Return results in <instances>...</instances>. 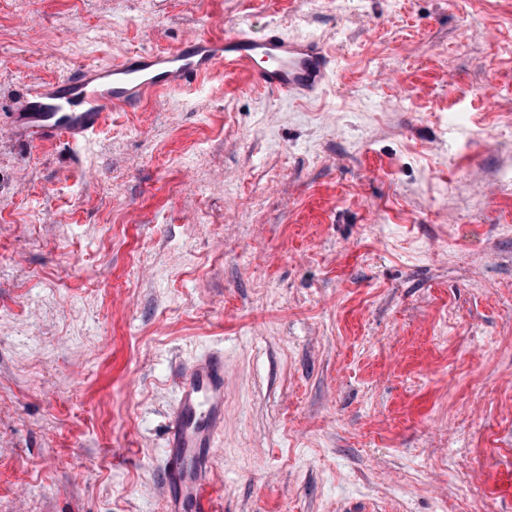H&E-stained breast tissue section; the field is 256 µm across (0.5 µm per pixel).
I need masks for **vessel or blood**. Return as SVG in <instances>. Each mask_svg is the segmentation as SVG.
Listing matches in <instances>:
<instances>
[{"instance_id":"vessel-or-blood-1","label":"vessel or blood","mask_w":512,"mask_h":512,"mask_svg":"<svg viewBox=\"0 0 512 512\" xmlns=\"http://www.w3.org/2000/svg\"><path fill=\"white\" fill-rule=\"evenodd\" d=\"M222 66L268 92L295 96L317 92L335 69L319 43L275 29L193 36L172 52L137 50L118 63L83 64L70 78L33 85L10 133L36 144L75 143L94 134L109 113L159 100ZM177 390L167 432L166 512H208L212 448L224 424L223 353H209L186 369Z\"/></svg>"}]
</instances>
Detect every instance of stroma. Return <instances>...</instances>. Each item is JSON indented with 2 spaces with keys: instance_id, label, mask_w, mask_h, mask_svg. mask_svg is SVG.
Listing matches in <instances>:
<instances>
[{
  "instance_id": "1",
  "label": "stroma",
  "mask_w": 512,
  "mask_h": 512,
  "mask_svg": "<svg viewBox=\"0 0 512 512\" xmlns=\"http://www.w3.org/2000/svg\"><path fill=\"white\" fill-rule=\"evenodd\" d=\"M269 25L322 92L9 132L33 82ZM214 349L215 512H512V0H0V512H164Z\"/></svg>"
}]
</instances>
